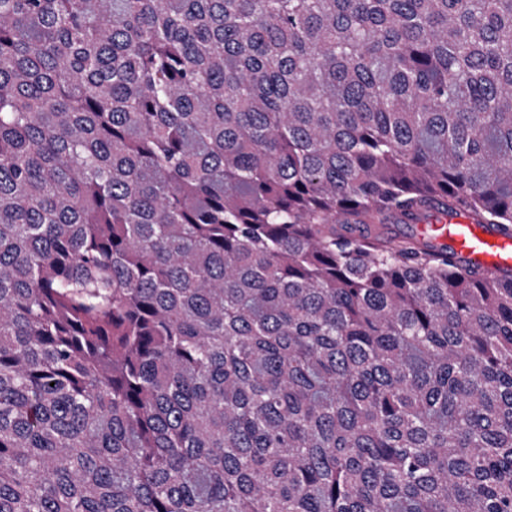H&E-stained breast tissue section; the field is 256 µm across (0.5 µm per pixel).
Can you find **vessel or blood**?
<instances>
[{"instance_id": "obj_1", "label": "vessel or blood", "mask_w": 512, "mask_h": 512, "mask_svg": "<svg viewBox=\"0 0 512 512\" xmlns=\"http://www.w3.org/2000/svg\"><path fill=\"white\" fill-rule=\"evenodd\" d=\"M429 231L437 242L451 245L476 265L512 270V234L487 229L464 215L438 216Z\"/></svg>"}]
</instances>
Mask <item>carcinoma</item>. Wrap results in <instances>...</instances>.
<instances>
[{"instance_id": "obj_1", "label": "carcinoma", "mask_w": 512, "mask_h": 512, "mask_svg": "<svg viewBox=\"0 0 512 512\" xmlns=\"http://www.w3.org/2000/svg\"><path fill=\"white\" fill-rule=\"evenodd\" d=\"M512 0H0V512H512ZM429 232L439 243L451 245L475 265L500 271L512 270V236L500 230H488L465 215L432 220Z\"/></svg>"}]
</instances>
